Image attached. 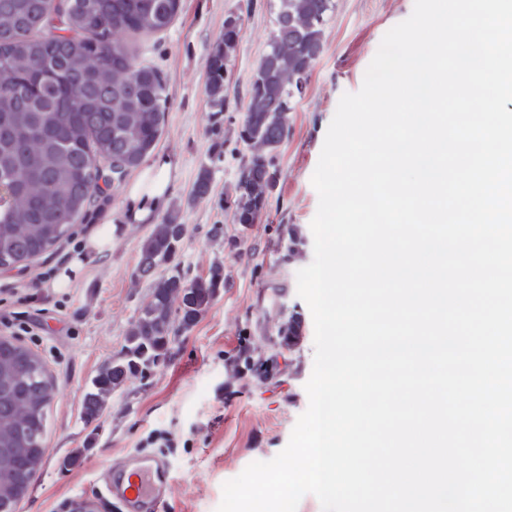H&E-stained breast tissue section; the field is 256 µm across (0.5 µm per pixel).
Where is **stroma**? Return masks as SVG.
<instances>
[{
    "instance_id": "1",
    "label": "stroma",
    "mask_w": 512,
    "mask_h": 512,
    "mask_svg": "<svg viewBox=\"0 0 512 512\" xmlns=\"http://www.w3.org/2000/svg\"><path fill=\"white\" fill-rule=\"evenodd\" d=\"M323 26V52L292 101L288 136L276 159L278 182L261 220L232 221L233 185L249 149L239 138L247 88L274 28L273 0H182L174 23L155 35L127 37L138 62L161 71L166 88L155 149L118 187L101 193L73 236L22 272L0 269V336L38 353L54 382L44 458L17 512H70L73 500L93 512H123L97 492L107 465L129 454L163 457L172 489L157 512H217L223 484L250 463L273 459L308 407L305 384L314 363V325L297 294L296 273L314 257L311 222L318 194L311 178L343 94L359 91L383 36L407 19L414 0H334ZM242 33L224 88L223 108L206 91L209 50L228 15ZM171 158L166 211L187 234L179 253L189 276L224 267V286L207 312L171 344L170 359L114 392L100 417L86 423L83 395L100 368L120 354L151 293L135 269L142 240L166 211L148 221H115L112 248L73 268L85 242L135 188L157 179L155 163ZM211 191L191 194L201 167ZM302 241L288 249V231ZM302 321L298 345L279 334L290 315ZM83 449L79 465L61 462Z\"/></svg>"
}]
</instances>
